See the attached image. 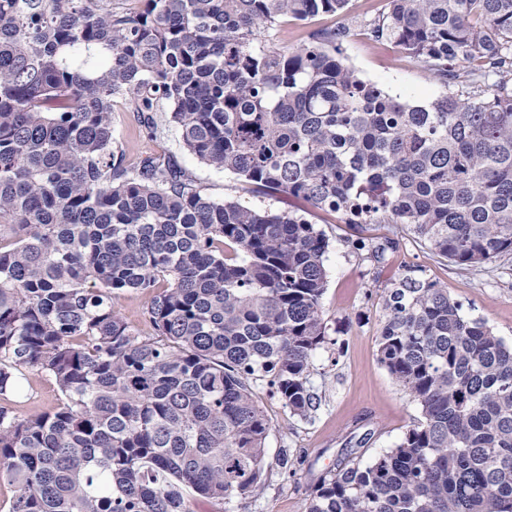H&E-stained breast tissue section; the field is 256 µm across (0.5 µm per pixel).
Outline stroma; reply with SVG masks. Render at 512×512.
I'll use <instances>...</instances> for the list:
<instances>
[{"label": "stroma", "instance_id": "35a3bbf8", "mask_svg": "<svg viewBox=\"0 0 512 512\" xmlns=\"http://www.w3.org/2000/svg\"><path fill=\"white\" fill-rule=\"evenodd\" d=\"M386 4L387 0H350L341 13L304 21L286 19L268 30L265 38L288 49L306 40L310 32L344 27L350 32L344 56L364 80L418 102L449 93V86L431 79L401 48L366 36V25L385 12ZM157 120L162 132L149 138L125 103H115L113 135L124 150L126 166H136L149 155L173 157L210 197L301 214L328 240L327 285L321 299L326 339L315 351L311 369L317 408L310 418L293 416L266 384L254 383L256 400L271 425L264 490L257 496L238 497L228 508L201 500L195 512H303L308 495L339 463L355 457L369 461L376 452L394 447L417 423L418 405L377 357L384 298L388 288L404 276L413 273L446 284L465 315L485 321L512 344V255L478 269L461 270L434 257L412 235L394 234L392 225L357 228L338 214L285 194L256 195L236 175L215 170L185 151L168 125L167 113H158ZM22 385L23 395L7 402L16 415L50 411L58 405L57 387L45 376L26 372ZM284 454L292 465L288 473L279 462Z\"/></svg>", "mask_w": 512, "mask_h": 512}]
</instances>
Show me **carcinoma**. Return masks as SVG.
<instances>
[{"label": "carcinoma", "instance_id": "cac0c4a2", "mask_svg": "<svg viewBox=\"0 0 512 512\" xmlns=\"http://www.w3.org/2000/svg\"><path fill=\"white\" fill-rule=\"evenodd\" d=\"M0 0V407L9 512H193L262 489L250 382L316 408L328 241L293 213L201 193L161 155L128 170L112 103L251 192L391 224L469 270L512 255V0H387L367 35L461 91L419 105L346 64V28L284 51L279 19L349 0ZM149 296L155 335L112 294ZM378 360L418 404L400 443L324 477L304 512H512V345L436 281L386 294ZM24 374L26 379H21L24 394L7 401L0 399V405L8 406L19 416L53 410L60 399L54 382L36 372L25 371Z\"/></svg>", "mask_w": 512, "mask_h": 512}]
</instances>
